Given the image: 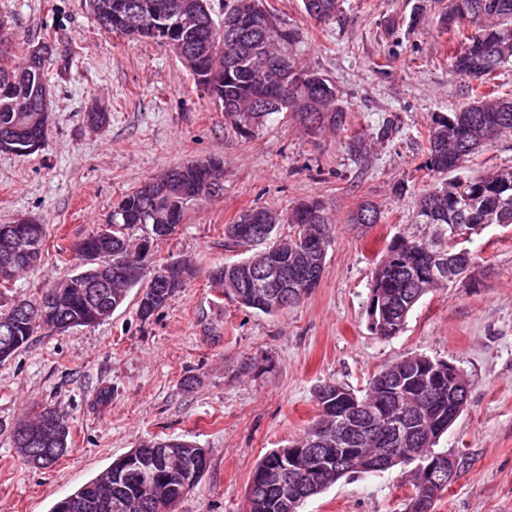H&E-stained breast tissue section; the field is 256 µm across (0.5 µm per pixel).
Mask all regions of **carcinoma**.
<instances>
[{"label":"carcinoma","mask_w":512,"mask_h":512,"mask_svg":"<svg viewBox=\"0 0 512 512\" xmlns=\"http://www.w3.org/2000/svg\"><path fill=\"white\" fill-rule=\"evenodd\" d=\"M133 3L148 21L156 22L152 7H160L175 17L183 7L196 5L212 13L209 0H88V6L104 32L115 27L118 7ZM442 28L456 29L459 41L448 49V72L452 77L477 82L472 97L448 113H434L427 126L426 158L423 168L433 179L431 187L417 198L410 222L402 225L388 241L377 262L371 284L369 322L372 334L393 338L404 330L410 312L428 293L451 285L448 279L433 275L436 254L448 239L452 224H512V164H503L484 173L444 175L463 169L471 156L512 136V97L483 90L494 75L512 66V0H439ZM305 13L315 22H331L340 8V0H303ZM271 15L273 28L252 31L232 39L229 29H246ZM224 38L200 37L189 40L187 50L194 66L207 72L208 96L235 111L224 113L237 132L249 137L279 112H294L308 124L345 126L344 113L336 109V87L323 74L300 60L301 36L298 30L270 14L264 0H224ZM19 63L15 92L0 91V141L10 139L17 146L43 137L40 127L29 122L28 112L16 111V99L36 105L34 87L45 82L47 59L28 61L26 56L10 53ZM181 182L198 180L203 171L193 161L171 170ZM124 221L115 225L112 235L95 232L74 243L79 252L96 250L112 256V265L126 262L129 233L137 224L155 223L152 199L137 189L116 205ZM160 209L168 212L169 223L183 224L190 201L174 194L160 200ZM381 211L371 201L362 202L348 218L351 224H377ZM287 223L293 234L285 242L277 239V225H269L262 239L250 237L236 222L225 227V235L236 245L253 247L255 252L238 266L224 265L209 273L212 281L224 288L240 306L266 314L287 308L280 300L284 289L294 286L295 273L308 276L304 295H309L321 280L327 252L331 247L333 219L321 201L312 199L297 205ZM45 229L41 224H0V257L5 249L18 252L15 265L27 269L42 255ZM448 266L460 274L476 263L478 256L467 251L446 248ZM274 266L279 280L258 288L246 272L251 264ZM137 275L119 276L108 297H100L93 288H51L40 301H18L0 310V362L25 345L34 328L93 326L121 307L128 293L142 288ZM178 288H158L138 303L139 316L147 320L163 309L178 293ZM428 356H406L385 367L358 396L334 382L321 385L315 393L318 418L302 436L285 448L267 453L257 465L249 487V512H299L304 501L321 493L338 480L353 474H370L356 469L353 460L387 449L400 453L402 448L434 447L448 431V411L455 401L468 399V391L433 388L422 390L424 365ZM403 418L409 421L405 435L395 440L389 423ZM372 425L344 445L336 444V433L348 425ZM14 441L28 463L51 467L71 445V430L64 417L45 407L36 417L18 422ZM298 448H316L315 461L288 469V456ZM188 461L190 469L171 470V458ZM208 467L206 450L179 438L153 439L112 462L92 481L58 500L50 512H174V506L199 481ZM154 472L155 484L141 481L144 470Z\"/></svg>","instance_id":"carcinoma-1"}]
</instances>
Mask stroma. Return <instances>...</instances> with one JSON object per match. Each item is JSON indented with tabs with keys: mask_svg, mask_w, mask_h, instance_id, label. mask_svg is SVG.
<instances>
[{
	"mask_svg": "<svg viewBox=\"0 0 512 512\" xmlns=\"http://www.w3.org/2000/svg\"><path fill=\"white\" fill-rule=\"evenodd\" d=\"M430 2L343 0L336 20L319 25L302 0H267L299 29L306 65L333 82L347 119L338 130L283 112L245 138L166 44L109 35L86 0H0L15 51L53 47L44 146L28 156L0 152V224L28 216L46 229L41 261L18 276L5 302L38 301L75 274L73 243L149 178L210 157L224 168L223 192L154 243L159 259H187L199 270L165 308L142 320L132 293L99 325L37 328L0 362V512H50L116 458L166 437L208 456L176 512H249L256 466L317 417L318 386L363 394L376 373L409 354L455 364L470 391L437 446L463 466L431 512H512V224L475 237L472 278L426 295L401 334L381 339L368 329L372 271L431 184L422 168L429 116L468 98L467 80L448 73L455 35L438 25ZM421 3L426 11L415 15ZM94 108L109 112L108 124L88 127ZM355 136L366 154L350 151ZM313 198L335 230L321 281L303 301L268 315L209 279L212 268L247 257L224 236L241 212L285 216ZM366 200L380 207V223L349 224ZM49 406L67 419L72 444L41 469L25 462L12 428ZM411 481L410 467L399 465L346 477L301 512H406Z\"/></svg>",
	"mask_w": 512,
	"mask_h": 512,
	"instance_id": "stroma-1",
	"label": "stroma"
}]
</instances>
